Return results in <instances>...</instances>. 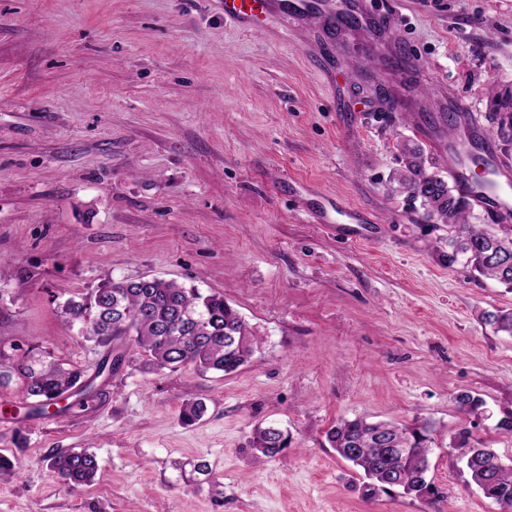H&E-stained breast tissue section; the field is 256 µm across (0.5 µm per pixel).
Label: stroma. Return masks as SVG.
I'll list each match as a JSON object with an SVG mask.
<instances>
[{"label": "stroma", "instance_id": "35a3bbf8", "mask_svg": "<svg viewBox=\"0 0 512 512\" xmlns=\"http://www.w3.org/2000/svg\"><path fill=\"white\" fill-rule=\"evenodd\" d=\"M397 51L336 53L318 23L245 27L222 0H0V339L83 369L92 385L32 415L0 389V512H502L470 480L472 445L512 461V334L489 313L512 288L448 261L451 229L399 189L405 147L448 170L421 130L456 95L512 158L490 94L512 96V0H373ZM415 60L408 87L390 77ZM371 223L337 234V206ZM156 276L218 293L260 340L223 375L150 372L142 355L97 375L104 348L60 315L109 280ZM469 393L486 412L460 411ZM202 401L186 426L180 407ZM434 427L435 492L364 499L326 440L338 421ZM292 443L255 456L253 427ZM96 453L70 490L45 463ZM206 461L219 490L181 475Z\"/></svg>", "mask_w": 512, "mask_h": 512}]
</instances>
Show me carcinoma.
<instances>
[{
	"label": "carcinoma",
	"mask_w": 512,
	"mask_h": 512,
	"mask_svg": "<svg viewBox=\"0 0 512 512\" xmlns=\"http://www.w3.org/2000/svg\"><path fill=\"white\" fill-rule=\"evenodd\" d=\"M408 174L399 184L410 196L422 200L429 212L450 216L456 235L448 239V263L459 259L480 275L512 287V224L490 229L467 221V202L452 193L445 179L427 171L419 149L407 153ZM61 313L88 341L109 348L129 339L127 351L115 355L118 369L127 353L140 351L154 371L192 367L229 374L247 363L258 338L238 311L217 294H203L158 277L107 281L80 297L60 305ZM84 373L61 360H48L39 348L14 340L0 341V388L11 383L34 414L59 397L85 390ZM206 408L201 402H185L179 418L185 425L201 420ZM432 425L399 427L389 422L371 423L363 418L342 420L327 432V441L338 455L363 471V495L369 499L386 495L385 450L377 447L375 433L389 437L395 448L408 449L398 463L396 489L406 496L424 498L431 484L426 480L431 453ZM292 442L288 431L275 424H258L252 431L250 448L266 458L279 456ZM48 466L73 488L90 486L99 470L97 455L87 448L51 454ZM465 466L471 481L502 508H512V466L499 464L487 448H467Z\"/></svg>",
	"instance_id": "cac0c4a2"
}]
</instances>
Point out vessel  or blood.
I'll return each mask as SVG.
<instances>
[{"label": "vessel or blood", "mask_w": 512, "mask_h": 512, "mask_svg": "<svg viewBox=\"0 0 512 512\" xmlns=\"http://www.w3.org/2000/svg\"><path fill=\"white\" fill-rule=\"evenodd\" d=\"M288 13L292 17H312L339 27L352 25L369 35L366 50L377 55L387 41L389 27L373 11L368 0H224V14L245 25L264 17ZM457 124V138L440 146L437 158L447 166L460 194L482 208L500 223L512 222V159L492 149L477 118L464 109L449 105ZM475 148L481 158L487 180L473 181L468 172L466 148Z\"/></svg>", "instance_id": "b4317fda"}]
</instances>
